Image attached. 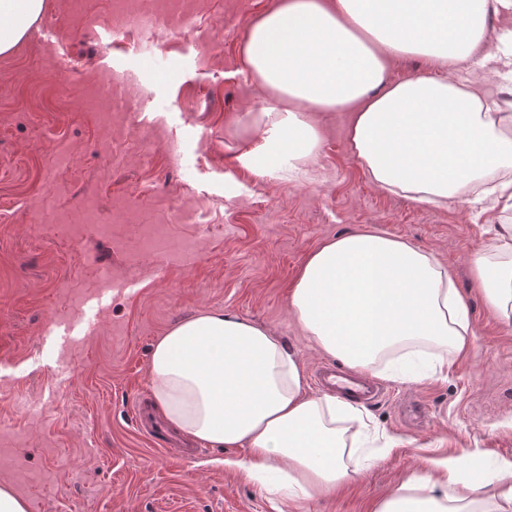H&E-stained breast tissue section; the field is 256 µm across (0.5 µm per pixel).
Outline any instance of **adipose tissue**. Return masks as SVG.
Instances as JSON below:
<instances>
[{"instance_id":"ef3b65f1","label":"adipose tissue","mask_w":512,"mask_h":512,"mask_svg":"<svg viewBox=\"0 0 512 512\" xmlns=\"http://www.w3.org/2000/svg\"><path fill=\"white\" fill-rule=\"evenodd\" d=\"M43 0H0V54L13 50ZM512 0H278L251 25L246 65L271 98L258 120L262 142L245 160L258 173L304 175L319 153L322 117L350 115L347 144L368 181L434 207L457 200L512 210V113L483 96L487 74L512 82V30L490 18ZM421 56L432 73L389 79ZM488 307L512 322V225L470 258ZM290 306L304 336L358 373L407 380L403 363L432 373L469 352L467 297L430 251L377 230L337 236L312 252ZM151 396L184 437L246 449L248 476L279 473L290 499L329 495L357 471L345 455L347 424L362 412L312 396L296 352L265 327L219 312L174 324L155 344ZM433 460L409 474L374 512H512V461L485 467Z\"/></svg>"}]
</instances>
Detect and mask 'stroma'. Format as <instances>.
<instances>
[{
	"instance_id": "1",
	"label": "stroma",
	"mask_w": 512,
	"mask_h": 512,
	"mask_svg": "<svg viewBox=\"0 0 512 512\" xmlns=\"http://www.w3.org/2000/svg\"><path fill=\"white\" fill-rule=\"evenodd\" d=\"M274 3L203 0L193 26L158 41L122 27L117 0H45L47 40L0 54V486L28 512H371L428 460L512 458V325L469 267L512 213L477 219L461 203L380 191L347 148L345 112L326 117L310 179L246 168L269 94L242 48ZM108 81L134 104L113 156L101 145ZM362 228L433 252L474 326L447 378L382 379L384 395L363 407L391 438L374 467L292 501L231 466L242 449L182 460L139 434L132 407L151 395V350L196 312L267 328L305 374L330 363L290 293L312 251Z\"/></svg>"
}]
</instances>
